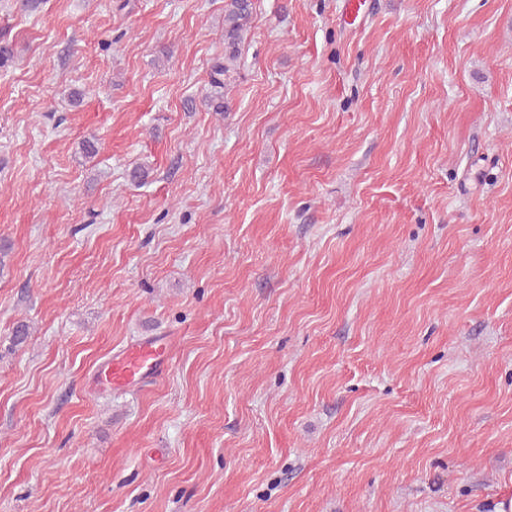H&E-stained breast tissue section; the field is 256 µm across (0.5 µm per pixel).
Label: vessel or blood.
Masks as SVG:
<instances>
[{
    "instance_id": "obj_1",
    "label": "vessel or blood",
    "mask_w": 512,
    "mask_h": 512,
    "mask_svg": "<svg viewBox=\"0 0 512 512\" xmlns=\"http://www.w3.org/2000/svg\"><path fill=\"white\" fill-rule=\"evenodd\" d=\"M166 344L162 338L150 337L128 344L112 356L104 368L105 385L123 389L161 371Z\"/></svg>"
}]
</instances>
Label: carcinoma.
<instances>
[{
  "instance_id": "carcinoma-1",
  "label": "carcinoma",
  "mask_w": 512,
  "mask_h": 512,
  "mask_svg": "<svg viewBox=\"0 0 512 512\" xmlns=\"http://www.w3.org/2000/svg\"><path fill=\"white\" fill-rule=\"evenodd\" d=\"M253 13V0H225L224 60H217L211 66L208 88L203 98L204 104L215 112L224 111L230 73L235 70L241 44L251 32Z\"/></svg>"
}]
</instances>
